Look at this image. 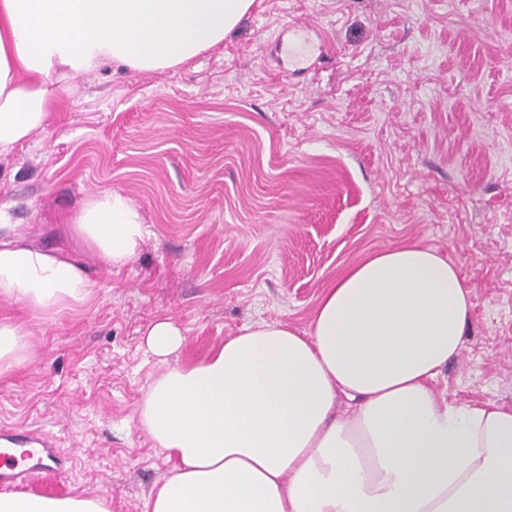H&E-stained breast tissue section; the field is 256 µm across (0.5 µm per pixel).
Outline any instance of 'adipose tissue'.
I'll return each instance as SVG.
<instances>
[{
    "label": "adipose tissue",
    "mask_w": 512,
    "mask_h": 512,
    "mask_svg": "<svg viewBox=\"0 0 512 512\" xmlns=\"http://www.w3.org/2000/svg\"><path fill=\"white\" fill-rule=\"evenodd\" d=\"M256 0H0V157L46 131L77 76L107 64L145 73L223 43ZM67 231L107 267L139 253L138 206L106 188ZM101 284L77 261L0 239V300L54 320ZM471 302L458 268L419 243L375 252L324 289L310 328L248 326L206 359L172 356L183 334L148 331L165 361L139 423L172 469L146 512H512V408L453 404L432 383L460 356ZM0 320V377L32 356ZM346 398L349 414L338 410ZM0 512H111L104 493L0 491Z\"/></svg>",
    "instance_id": "ef3b65f1"
}]
</instances>
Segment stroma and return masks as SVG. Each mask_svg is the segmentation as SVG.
Wrapping results in <instances>:
<instances>
[{"label": "stroma", "mask_w": 512, "mask_h": 512, "mask_svg": "<svg viewBox=\"0 0 512 512\" xmlns=\"http://www.w3.org/2000/svg\"><path fill=\"white\" fill-rule=\"evenodd\" d=\"M291 21L309 25L297 64L278 40ZM76 82L45 132L0 157V236L25 233L103 285L53 322L0 300L34 350L0 378V422L54 436L70 489L146 512L170 470L139 424L165 368L146 349L153 323L180 327L183 364L261 320L305 330L341 271L408 242L470 290L437 395L512 407V0H257L189 64ZM103 188L148 229L115 270L64 230Z\"/></svg>", "instance_id": "35a3bbf8"}]
</instances>
